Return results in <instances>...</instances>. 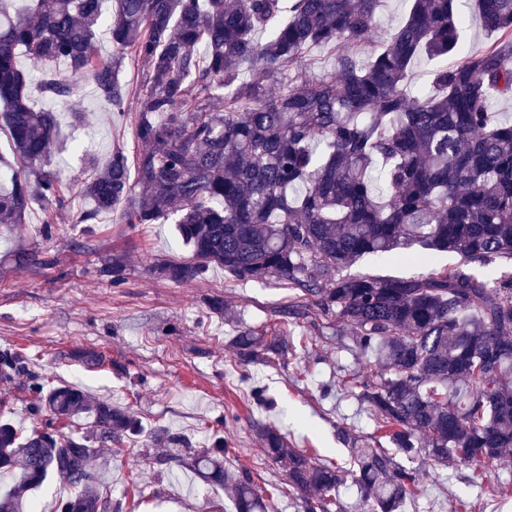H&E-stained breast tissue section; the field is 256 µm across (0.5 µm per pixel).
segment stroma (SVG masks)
<instances>
[{"instance_id":"stroma-1","label":"stroma","mask_w":512,"mask_h":512,"mask_svg":"<svg viewBox=\"0 0 512 512\" xmlns=\"http://www.w3.org/2000/svg\"><path fill=\"white\" fill-rule=\"evenodd\" d=\"M31 102L58 112L64 138L51 157L52 169L83 182V150L108 160L115 147L136 152L131 119H119L97 97L89 80L78 82L67 101H50L32 92ZM88 115L83 125L70 119L72 110ZM73 197L61 212L52 239L36 228L41 210L32 207L25 224L0 228V350L28 356L31 369L52 384L87 390L99 399L129 407L141 422L140 434L125 439L121 453L98 471V486L119 512H212L222 506L234 512L223 489L208 485L191 472L158 475L145 444L163 426L180 433L192 447H211L223 437L229 452L226 467L248 469L261 488L284 478L266 460L254 438L253 425L272 423L297 448H314L323 456L346 460L353 441L367 439L375 425L358 401L339 396L321 399L320 385L339 366L373 368L346 337L334 335L320 316L309 314L292 324L293 335L309 344L286 362L241 368L229 346L242 328L269 333L280 329V307L296 302L287 283L243 281L211 268L201 280L175 284L154 278L149 268L160 260L187 258L171 224H129L122 210L101 215L90 235L73 221L87 207ZM39 247L45 265L19 268L13 255ZM124 263V279L112 284L100 269L112 258ZM223 296L236 321L208 310L205 299ZM97 353L99 365L83 364L80 355ZM27 389L0 379V419L24 433L40 429L44 418L33 410ZM420 491L404 512H455L473 505V512H512L472 485L467 467L448 468L419 461Z\"/></svg>"}]
</instances>
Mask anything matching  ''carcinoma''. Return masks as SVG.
I'll return each instance as SVG.
<instances>
[{
	"label": "carcinoma",
	"mask_w": 512,
	"mask_h": 512,
	"mask_svg": "<svg viewBox=\"0 0 512 512\" xmlns=\"http://www.w3.org/2000/svg\"><path fill=\"white\" fill-rule=\"evenodd\" d=\"M12 2L0 0V129L19 166L0 169V224L26 223L39 204L40 234L52 238L69 185L45 169L59 120L31 106L30 90L38 76L42 93L67 100L87 78L112 111L132 115L142 149L116 148L103 165L84 154L94 176L78 194L90 207L75 223L95 224L123 202L129 224L170 221L191 256L157 263L156 277L183 284L212 267L278 277L300 292L280 316H334L375 354L373 371L342 367L336 386L367 406L391 448L349 449L348 470L291 447L275 425L256 428L298 512H346L349 479L360 512H399L420 486L415 460L482 475L512 454V273L497 282L479 273L512 266V121L494 118L496 101L512 100V0H475L498 38L452 65L466 19L458 0H411L365 60L386 0H113L106 58L95 49L104 0H32L13 14ZM314 46L334 52L336 66L310 79ZM422 53L443 64L415 88ZM129 54L143 65L134 89L120 77ZM436 252L459 261L425 276L342 274L366 255L427 265ZM14 263L44 259L22 250ZM100 273L118 284L124 265ZM233 346L243 366L296 350L286 329L244 330ZM0 378L29 386L47 428L24 435L0 420V512H32L28 494L52 479L74 490L56 512L72 502L96 512L105 494L90 463L103 443L140 432L138 418L73 386L45 387L9 350ZM84 415L89 431L63 432ZM150 438L165 444L151 456L159 472L188 469L227 490L235 512H265L250 472L224 467V440L198 450L166 428Z\"/></svg>",
	"instance_id": "obj_1"
}]
</instances>
